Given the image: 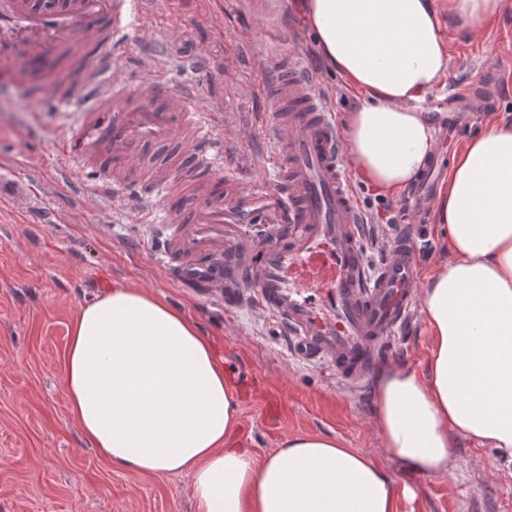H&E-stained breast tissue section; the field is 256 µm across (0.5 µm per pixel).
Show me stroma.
<instances>
[{"label": "stroma", "mask_w": 512, "mask_h": 512, "mask_svg": "<svg viewBox=\"0 0 512 512\" xmlns=\"http://www.w3.org/2000/svg\"><path fill=\"white\" fill-rule=\"evenodd\" d=\"M450 65L423 104L428 112L454 105L451 91L500 73L499 108L480 124L512 119V11L478 33L447 31ZM158 42L174 80H192L203 111L236 112L230 136H246L263 99L252 91L259 58L295 48L316 73L336 115L356 97L317 55L299 0H181L168 33L149 29L126 38L117 73L147 76L146 46ZM199 55L208 66L190 68ZM74 118L37 101L0 73V512H196L185 474H129L101 458L69 414L64 393L69 330L82 305L108 288L140 286L162 296L212 344L235 391L239 425L229 445L263 461L290 436L320 434L366 452L390 478L394 512H512V462L497 450L454 437L448 470H410L385 450L374 426L373 381L352 389L330 368L289 357L270 320L253 311L226 314L215 300L189 296L166 278L149 248V230L122 209L83 205L56 181L68 161L59 138ZM364 213L404 223L408 194L388 200L352 182ZM52 213L48 224L38 223ZM431 345L423 314L394 335L383 368L422 369Z\"/></svg>", "instance_id": "obj_1"}]
</instances>
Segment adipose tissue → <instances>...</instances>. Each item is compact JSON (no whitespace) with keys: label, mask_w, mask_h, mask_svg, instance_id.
Masks as SVG:
<instances>
[{"label":"adipose tissue","mask_w":512,"mask_h":512,"mask_svg":"<svg viewBox=\"0 0 512 512\" xmlns=\"http://www.w3.org/2000/svg\"><path fill=\"white\" fill-rule=\"evenodd\" d=\"M512 0H302L322 60L357 94L345 153L375 193L400 195L428 165L444 112L421 103L448 72L439 23L477 32ZM445 257L425 279L424 371L385 370L375 425L388 453L447 470L452 435L512 458V122L486 124L448 170L433 207ZM64 388L82 434L114 469L188 474L197 512H394L386 474L333 437L301 435L255 463L225 447L238 418L210 342L140 287L80 308Z\"/></svg>","instance_id":"1"}]
</instances>
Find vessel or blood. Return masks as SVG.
<instances>
[{
	"instance_id": "obj_1",
	"label": "vessel or blood",
	"mask_w": 512,
	"mask_h": 512,
	"mask_svg": "<svg viewBox=\"0 0 512 512\" xmlns=\"http://www.w3.org/2000/svg\"><path fill=\"white\" fill-rule=\"evenodd\" d=\"M35 3L0 0V70L42 68L33 97L78 113L75 133L59 144L72 168H82L88 150L102 141L114 162L129 167L143 144L180 139L194 157V173L228 185L248 171L274 173L269 204L239 191L220 205L195 199L178 224L168 223L159 208L182 169L178 159L137 180L80 182L74 192L101 203L129 201L137 222L148 225L151 247L173 284L219 297L229 312L261 311L289 336L295 359L329 365L341 380L361 385L416 307V241L403 236L368 263L365 215L343 160L344 137L301 54L264 58L268 78L255 91L266 109L253 114L251 131L270 149L247 156L242 142L224 136L233 113L202 112L194 84L176 85L157 72L134 86L115 74L114 54L124 37L162 25L150 0H64L54 12ZM65 52L84 61L76 75L48 66L51 55ZM497 81V73H489L466 94L496 111ZM465 110L456 105L448 117L449 146L468 133ZM442 164V155H435L412 188L419 219H426L438 193Z\"/></svg>"
}]
</instances>
